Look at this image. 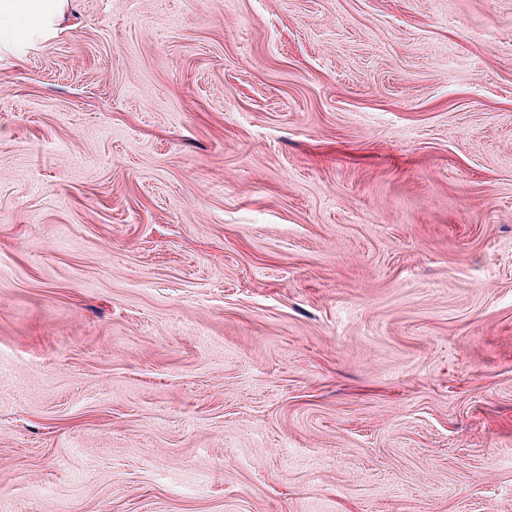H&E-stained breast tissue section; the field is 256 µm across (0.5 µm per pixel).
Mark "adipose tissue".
Here are the masks:
<instances>
[{
	"label": "adipose tissue",
	"mask_w": 512,
	"mask_h": 512,
	"mask_svg": "<svg viewBox=\"0 0 512 512\" xmlns=\"http://www.w3.org/2000/svg\"><path fill=\"white\" fill-rule=\"evenodd\" d=\"M67 0H0V57L23 59L63 19Z\"/></svg>",
	"instance_id": "obj_1"
}]
</instances>
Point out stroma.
I'll list each match as a JSON object with an SVG mask.
<instances>
[{"label":"stroma","instance_id":"1","mask_svg":"<svg viewBox=\"0 0 512 512\" xmlns=\"http://www.w3.org/2000/svg\"><path fill=\"white\" fill-rule=\"evenodd\" d=\"M0 512H512V0L0 59Z\"/></svg>","mask_w":512,"mask_h":512}]
</instances>
